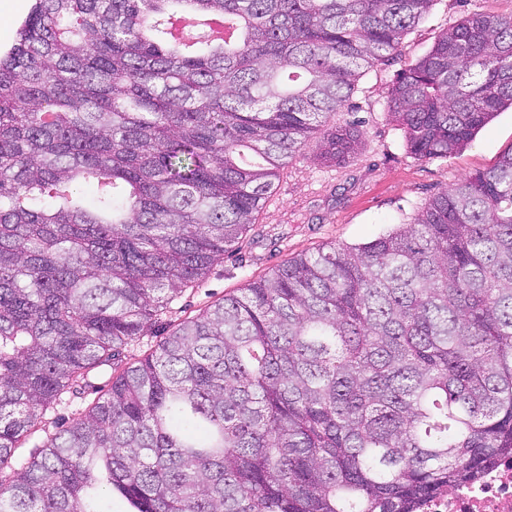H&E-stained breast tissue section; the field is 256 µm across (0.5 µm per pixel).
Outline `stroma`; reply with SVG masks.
I'll return each instance as SVG.
<instances>
[{"label": "stroma", "mask_w": 512, "mask_h": 512, "mask_svg": "<svg viewBox=\"0 0 512 512\" xmlns=\"http://www.w3.org/2000/svg\"><path fill=\"white\" fill-rule=\"evenodd\" d=\"M471 13L507 17L512 0H436L403 37L395 60L365 69L345 107L330 117L331 126L357 132L355 152L337 158L317 157L311 149L296 154L281 170L240 251L186 288L170 312L128 347L127 361L148 353L174 321L198 315L289 258L330 242L361 243L408 222L433 195L491 169L512 149L511 108L459 153L430 160L410 154L403 129L387 112L401 68L415 63L441 33Z\"/></svg>", "instance_id": "35a3bbf8"}]
</instances>
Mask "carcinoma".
<instances>
[{"label":"carcinoma","instance_id":"1","mask_svg":"<svg viewBox=\"0 0 512 512\" xmlns=\"http://www.w3.org/2000/svg\"><path fill=\"white\" fill-rule=\"evenodd\" d=\"M433 2L34 0L0 51V469L97 399L0 479V512H416L512 455V149L122 365L296 153L354 147L329 116ZM175 12L197 24L179 51ZM505 108L512 16H466L389 92L418 159Z\"/></svg>","mask_w":512,"mask_h":512}]
</instances>
